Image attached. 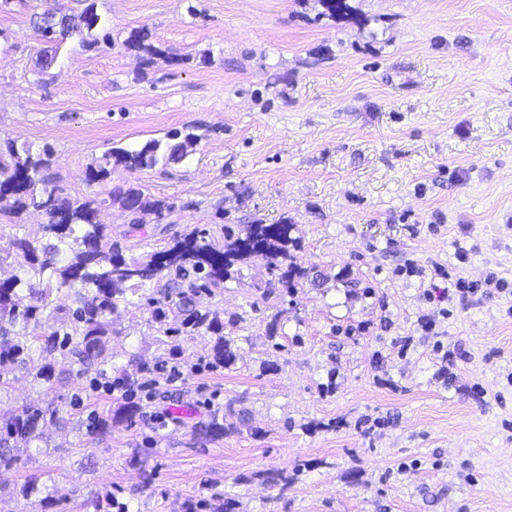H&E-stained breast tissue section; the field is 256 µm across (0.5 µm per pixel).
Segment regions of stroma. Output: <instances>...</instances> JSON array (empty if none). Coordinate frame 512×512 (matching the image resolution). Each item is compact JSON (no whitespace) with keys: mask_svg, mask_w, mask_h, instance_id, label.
Listing matches in <instances>:
<instances>
[{"mask_svg":"<svg viewBox=\"0 0 512 512\" xmlns=\"http://www.w3.org/2000/svg\"><path fill=\"white\" fill-rule=\"evenodd\" d=\"M346 3L95 0L111 43L68 41L44 72L32 16L82 0L0 8L1 150L50 146L63 195L104 199L116 237L131 217L112 188L166 198L153 251L189 224L288 222L309 272L262 304L266 266L244 267L218 302L234 364L208 368L194 337L130 417L61 361L55 390L13 379L0 418L35 400L67 423L0 466V512H512V297L424 296L512 281V0ZM141 27L162 52L148 66L124 45ZM174 131L199 137L180 164L88 181L109 148ZM148 318L119 305L108 380L154 367ZM94 416L111 429L90 434ZM454 290L462 301L469 298L470 296L478 295L486 296L493 294V290L497 293H502L505 289L504 281L497 276L495 272H490L482 283H470L462 278L457 279L454 283Z\"/></svg>","mask_w":512,"mask_h":512,"instance_id":"obj_1","label":"stroma"}]
</instances>
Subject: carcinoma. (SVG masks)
<instances>
[{
    "instance_id": "1",
    "label": "carcinoma",
    "mask_w": 512,
    "mask_h": 512,
    "mask_svg": "<svg viewBox=\"0 0 512 512\" xmlns=\"http://www.w3.org/2000/svg\"><path fill=\"white\" fill-rule=\"evenodd\" d=\"M38 40L44 45L37 64L46 71L57 61L65 40L79 38L80 46H98L103 20L91 3L78 14L64 11L43 13L31 19ZM127 47L142 53L150 64L162 55L149 42L148 30L132 31ZM199 136L175 131L168 140L150 139L134 147H113L89 166L88 180L108 179L112 168L137 171L168 167L186 159ZM53 150H34L10 145L8 156L0 154V214L13 220L29 209L44 214L41 240L4 236L0 224V267L15 263L19 272L0 281V366L24 370L37 385L51 383L59 356L88 371L108 364L112 350V313L120 303H138L150 311L149 326L160 334L158 361L184 354V344L196 336L212 337L211 367L222 368L235 361L232 340L224 336V319L215 299L223 295L227 281L256 260L265 263L271 279L263 297L286 290L306 277L294 261L292 225L248 224L235 232L227 224L216 231L189 227L171 237L160 250L133 255L150 238L148 219L159 222L174 206L164 198L120 186L110 198L133 222L119 239L112 227L100 221L104 201L91 196L69 198L60 194L50 173ZM71 291V304L58 305L54 286ZM47 412L38 404L16 408L0 426V464L17 460V452L43 438Z\"/></svg>"
}]
</instances>
